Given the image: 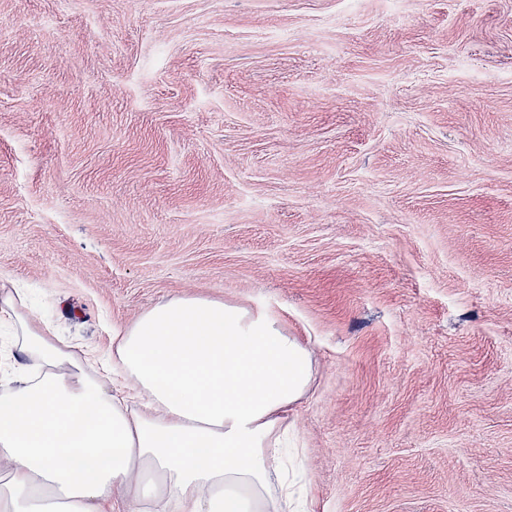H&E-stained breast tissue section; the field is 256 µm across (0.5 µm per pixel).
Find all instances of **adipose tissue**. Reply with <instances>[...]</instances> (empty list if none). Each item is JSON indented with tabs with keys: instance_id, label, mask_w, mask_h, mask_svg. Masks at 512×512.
<instances>
[{
	"instance_id": "adipose-tissue-1",
	"label": "adipose tissue",
	"mask_w": 512,
	"mask_h": 512,
	"mask_svg": "<svg viewBox=\"0 0 512 512\" xmlns=\"http://www.w3.org/2000/svg\"><path fill=\"white\" fill-rule=\"evenodd\" d=\"M0 512H302L284 411L309 349L262 312L174 295L112 330V365L0 294Z\"/></svg>"
}]
</instances>
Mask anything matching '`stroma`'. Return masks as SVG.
Masks as SVG:
<instances>
[{"label": "stroma", "instance_id": "1", "mask_svg": "<svg viewBox=\"0 0 512 512\" xmlns=\"http://www.w3.org/2000/svg\"><path fill=\"white\" fill-rule=\"evenodd\" d=\"M18 283L278 318L311 512H512V0H0Z\"/></svg>", "mask_w": 512, "mask_h": 512}]
</instances>
